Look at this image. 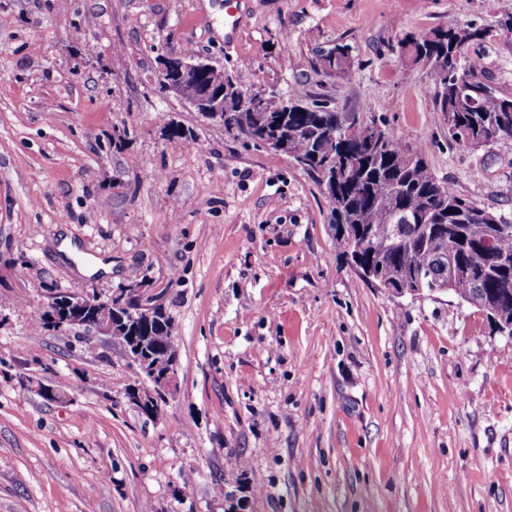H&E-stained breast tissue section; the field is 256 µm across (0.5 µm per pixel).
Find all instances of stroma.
Returning a JSON list of instances; mask_svg holds the SVG:
<instances>
[{
  "instance_id": "stroma-1",
  "label": "stroma",
  "mask_w": 512,
  "mask_h": 512,
  "mask_svg": "<svg viewBox=\"0 0 512 512\" xmlns=\"http://www.w3.org/2000/svg\"><path fill=\"white\" fill-rule=\"evenodd\" d=\"M224 2L0 0V512H512V337L366 284L313 177L160 78L182 53L248 68L246 95L376 123L512 222V138L449 144L398 48L484 28L468 53L512 94V0H242L230 38ZM132 284L178 343L155 418L118 343L34 327L53 295Z\"/></svg>"
}]
</instances>
